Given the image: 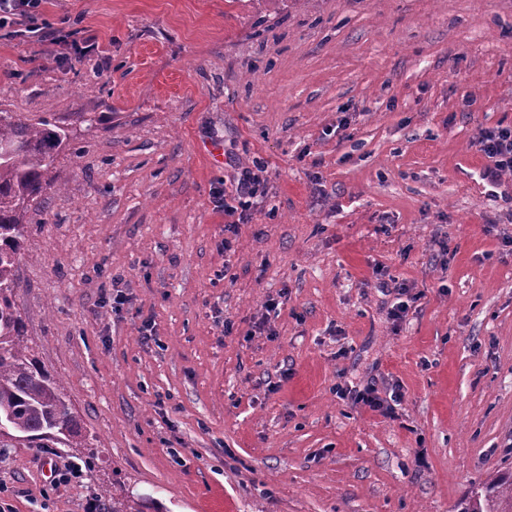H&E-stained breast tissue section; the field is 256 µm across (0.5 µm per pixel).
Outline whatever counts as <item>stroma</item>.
Masks as SVG:
<instances>
[{"instance_id":"stroma-1","label":"stroma","mask_w":512,"mask_h":512,"mask_svg":"<svg viewBox=\"0 0 512 512\" xmlns=\"http://www.w3.org/2000/svg\"><path fill=\"white\" fill-rule=\"evenodd\" d=\"M44 12L100 53L0 37V109L57 113L70 136L13 300L97 453L58 487L52 467L86 449L0 448V512H83L92 493L150 512H458L512 472V174L483 184L474 145L512 126V0ZM260 165L266 193L224 252L210 189ZM391 278L421 294L398 323ZM345 382L400 384L394 416L339 399Z\"/></svg>"}]
</instances>
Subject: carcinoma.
<instances>
[{
	"mask_svg": "<svg viewBox=\"0 0 512 512\" xmlns=\"http://www.w3.org/2000/svg\"><path fill=\"white\" fill-rule=\"evenodd\" d=\"M68 144L51 113L29 117L0 110V447L91 448L61 381L27 345L12 293L29 223L31 202L60 188L51 175L55 155ZM141 499H112V512H144ZM460 512H512V474L470 491Z\"/></svg>",
	"mask_w": 512,
	"mask_h": 512,
	"instance_id": "cac0c4a2",
	"label": "carcinoma"
}]
</instances>
